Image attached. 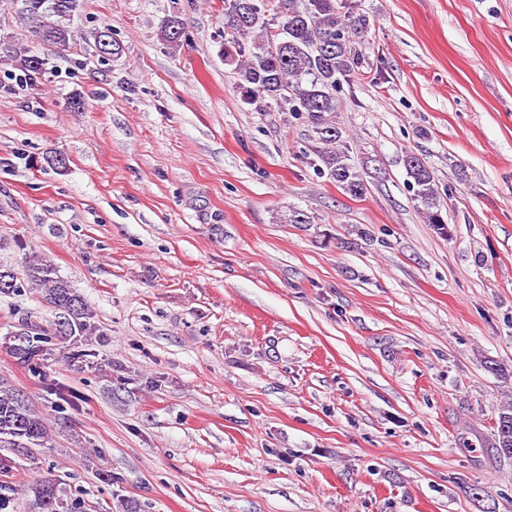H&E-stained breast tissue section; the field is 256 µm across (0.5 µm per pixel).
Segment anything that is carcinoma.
<instances>
[{"label":"carcinoma","instance_id":"obj_1","mask_svg":"<svg viewBox=\"0 0 512 512\" xmlns=\"http://www.w3.org/2000/svg\"><path fill=\"white\" fill-rule=\"evenodd\" d=\"M74 13H53V0H20V18L38 40L61 50L74 39L71 21L83 7V0H72ZM355 0H224V62L237 76L236 89L242 100L262 110L276 105L311 124V152L321 163L319 170L344 193L360 198L368 190L366 172L358 169L343 145L342 131L334 120L337 94L344 81L358 67L356 45L367 23L355 14ZM160 35L171 48L179 47L182 22L167 18ZM33 51H12L11 65L29 79L40 78L47 62L35 68ZM403 167L413 191L416 208L441 235H451L447 203L441 196L437 178L422 158L405 154ZM0 279L14 282L17 292L26 283L41 291L54 305L57 317L72 320L70 335L63 339L37 324H24L28 333L26 348L6 352L18 364L40 373L63 362L81 370L94 364L96 356L89 342L101 336L93 312L81 295L57 275L50 260L30 255L23 261V281L11 267L0 266ZM50 441V428L16 391L0 382V448L16 456H28ZM480 445L498 456L512 449V405L503 407L493 432L480 439ZM14 460L0 455V512L14 510ZM29 512H78L81 502L71 496L57 479L45 478L28 483L22 490Z\"/></svg>","mask_w":512,"mask_h":512}]
</instances>
